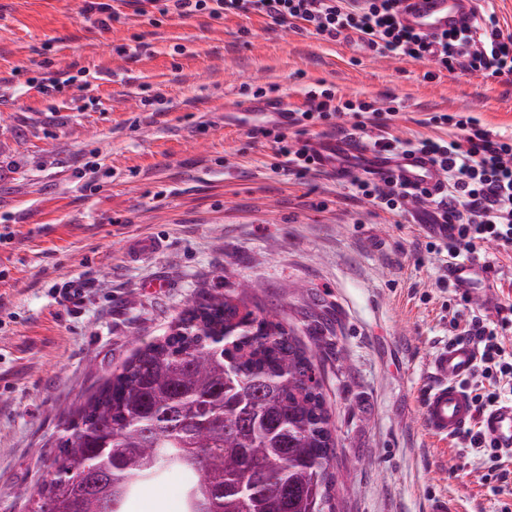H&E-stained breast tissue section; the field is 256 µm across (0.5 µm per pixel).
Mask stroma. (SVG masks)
I'll use <instances>...</instances> for the list:
<instances>
[{"label": "stroma", "instance_id": "1", "mask_svg": "<svg viewBox=\"0 0 512 512\" xmlns=\"http://www.w3.org/2000/svg\"><path fill=\"white\" fill-rule=\"evenodd\" d=\"M109 28L83 0H0V512H28L77 406L191 302L250 285L317 358L336 436V512H495L476 454L424 427L421 376L448 339L445 270L415 253L417 226L350 199L348 179L275 170L270 139L224 115L306 93L387 101L403 138L468 112L512 134V77L445 72L377 56L259 16L136 14L109 0ZM84 72L51 96L46 70ZM161 240L127 260L139 237ZM73 280L84 289L69 301Z\"/></svg>", "mask_w": 512, "mask_h": 512}]
</instances>
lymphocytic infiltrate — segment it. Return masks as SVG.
Segmentation results:
<instances>
[{
  "label": "lymphocytic infiltrate",
  "mask_w": 512,
  "mask_h": 512,
  "mask_svg": "<svg viewBox=\"0 0 512 512\" xmlns=\"http://www.w3.org/2000/svg\"><path fill=\"white\" fill-rule=\"evenodd\" d=\"M401 0H166L161 14L182 17L205 15L217 19L229 14L258 15L270 24L301 23L304 30L338 39L351 32L370 51L399 59L431 62L439 70L455 74L480 73L487 77L512 75V34L504 33L495 11L444 35L436 44L417 34L399 19ZM349 110L362 115L359 131L374 128L369 146L378 153L398 154L420 151L431 155L448 181L447 192L432 194L424 188L408 189L393 177L359 175L352 179L354 195L372 201L382 209L403 212L410 198L428 203L436 219L452 227L447 241H416V249L446 254L452 261H482L489 248L512 254V135L494 133L481 121L464 112L430 117L435 126L456 129L454 138L401 140L386 132L389 118L398 107H377L365 100H339L329 89L307 93V107L291 112V124L305 127L328 121L337 112ZM452 340H468L478 353V362L465 381L476 413H484L512 399V347L506 334L512 333V304L497 308L495 317L476 312L453 311ZM459 448L481 454L486 469L484 480L499 496V512H512L503 497L512 491V469L508 457L496 448L481 429L468 428L457 438Z\"/></svg>",
  "instance_id": "1"
}]
</instances>
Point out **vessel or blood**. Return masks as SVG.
Segmentation results:
<instances>
[{"label": "vessel or blood", "mask_w": 512, "mask_h": 512, "mask_svg": "<svg viewBox=\"0 0 512 512\" xmlns=\"http://www.w3.org/2000/svg\"><path fill=\"white\" fill-rule=\"evenodd\" d=\"M476 4L477 0H402L400 20L414 32L432 40L461 29L472 20ZM244 111L281 128L288 125L289 109L276 98L253 100ZM310 147L319 166L340 178L348 176L351 163L359 160L365 170L376 174L393 172L400 180L427 186L436 194L445 188L437 164L418 151L399 155L374 153L355 135L317 139L311 141ZM448 278L470 298L482 300L489 293V280L481 266L449 264ZM475 364L476 352L468 342L446 343L433 349L426 365L422 397L425 428L430 435L448 440L477 419L499 448L512 450V402L499 404L479 417L461 385L473 372Z\"/></svg>", "instance_id": "b4317fda"}]
</instances>
